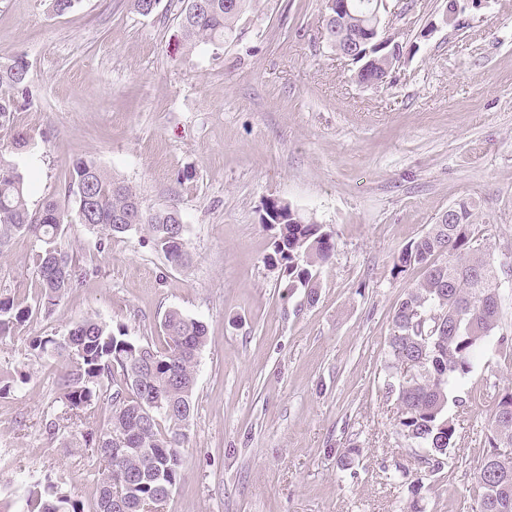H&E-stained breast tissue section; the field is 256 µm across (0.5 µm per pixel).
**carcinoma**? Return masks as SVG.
Instances as JSON below:
<instances>
[{
  "instance_id": "obj_1",
  "label": "carcinoma",
  "mask_w": 512,
  "mask_h": 512,
  "mask_svg": "<svg viewBox=\"0 0 512 512\" xmlns=\"http://www.w3.org/2000/svg\"><path fill=\"white\" fill-rule=\"evenodd\" d=\"M205 8L188 16L181 8L183 35L190 47L217 44L238 37L239 22L254 0H203ZM352 16L347 28L362 30L370 22L369 0H349ZM28 64L18 57L0 65V128L11 126L14 113L26 101ZM28 146L17 131L10 145L0 150V247L20 234L34 238L33 268L39 305L45 313L54 302L77 287L80 275L58 239L69 223V213L49 200L33 213L29 209L24 176L11 156ZM68 192L73 196L79 223L119 235L114 220L133 215L132 229L147 227L154 249L167 263L179 268L191 260L184 232L167 230L182 218L175 205L142 206L132 186L114 178L92 159L73 164ZM474 204L461 200L393 259L392 271L400 275L413 265L424 277L408 290L396 309L393 334L388 342L384 386L396 395L400 407L398 434L423 449L418 464L423 472L410 481V497L403 512H423L420 492L426 476L446 466L448 449L456 437L455 419L448 416L449 396L471 371L473 351L500 327L502 309L496 306L501 273L490 246L474 237ZM281 222H276V218ZM261 223L276 222L279 239L268 261L284 267L288 290L305 288L318 293V270L333 256L330 232L288 204L267 202ZM435 310L439 321L414 327L413 310ZM29 306L0 296V341L25 327ZM166 346L155 348L93 318L83 319L63 336L36 335L29 339L33 357L62 362L61 396L41 421L52 439L69 438L87 458L100 464L95 512H145L162 502L183 478L180 448L187 441L193 418L195 367L205 344L206 326L177 310L160 322ZM409 366L408 379L401 368ZM30 373L18 370L0 375V395L27 382ZM495 412L487 437L488 449L475 476L472 512H512V392L489 386ZM107 404L102 418L101 403ZM25 512H85L81 499L49 476L27 489Z\"/></svg>"
}]
</instances>
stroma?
<instances>
[{
    "label": "stroma",
    "instance_id": "stroma-1",
    "mask_svg": "<svg viewBox=\"0 0 512 512\" xmlns=\"http://www.w3.org/2000/svg\"><path fill=\"white\" fill-rule=\"evenodd\" d=\"M388 27L402 58L359 84L321 23L323 0H255L239 38L189 47L178 0L147 16L130 0H0V64L25 57L29 103L14 114L31 210L64 200L76 159L94 158L145 206L177 205L191 264L170 267L146 231L112 238L71 223L61 246L83 282L52 314L0 342V372L31 377L0 397V496L22 512L52 474L93 512L95 469L48 443L37 423L60 368L34 335L92 317L163 346L171 309L202 321L184 478L159 512H400L416 450L397 434L383 388L392 316L421 267L393 257L459 200L473 232L512 269V0H397ZM275 198L315 217L336 243L314 303L271 266ZM34 241L0 254V294L38 293ZM512 390V350L489 337L449 405L455 446L421 492L424 512H470L494 402ZM357 447L352 470L337 456Z\"/></svg>",
    "mask_w": 512,
    "mask_h": 512
}]
</instances>
